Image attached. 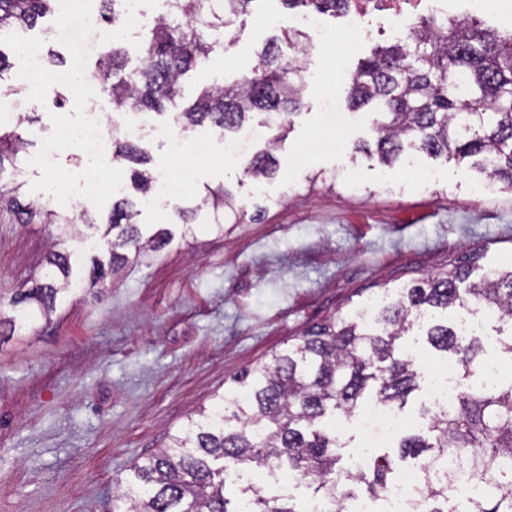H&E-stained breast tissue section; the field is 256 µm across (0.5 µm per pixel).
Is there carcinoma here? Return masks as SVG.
I'll return each mask as SVG.
<instances>
[{
	"instance_id": "obj_1",
	"label": "carcinoma",
	"mask_w": 512,
	"mask_h": 512,
	"mask_svg": "<svg viewBox=\"0 0 512 512\" xmlns=\"http://www.w3.org/2000/svg\"><path fill=\"white\" fill-rule=\"evenodd\" d=\"M99 17L120 23L125 0H99ZM168 10L143 37L142 67L125 74V48L114 41L102 47L94 75L112 112L163 114L187 131L204 122L224 135L236 131L253 114L264 115L267 148L245 156L244 172L256 179L275 176L274 156L304 105L299 67L284 57V42L301 53L312 47L305 32L284 28L257 54L251 71L230 84L210 85L196 101L181 105L183 78L224 48L235 44L228 31L232 18L259 0H165ZM291 13L336 14L351 0H281ZM61 9V0H0V44L4 38L38 28ZM350 108H368L374 120V145L355 151L377 154L381 163H407L417 154L472 167L512 190V29L498 32L479 20L429 17L395 43L375 49L351 76ZM25 150L16 132L0 131V204L30 224L47 204L20 199L18 187L4 189L5 163ZM112 157L137 164L129 179L137 196L112 204L105 234L116 232L112 248L135 254L169 243L163 229L142 240L136 217L152 198L155 176L148 157L128 137L112 136ZM185 230L196 223L219 233L238 224L241 212L224 188L209 189L179 213ZM70 258L53 253L48 282L16 293L10 323L25 327L33 311L55 307L68 291ZM470 257L434 276L382 297L373 310L357 309L309 329L297 342L234 377L235 387L215 395L210 408L187 418L184 430L168 436L155 454L135 462L121 488L123 512H239L241 499L252 512H301L292 497L268 492L254 475L282 470L307 480L316 496L331 503L345 492L377 493L394 478L396 459L427 461L432 469L461 459L467 478L481 486L464 512H512V381L469 379L480 371L481 340L462 337L457 329L435 321V310L483 313L512 328V262L473 281ZM419 326L428 343L444 353L460 385L451 409L424 410L425 425L406 433L398 453L372 456L370 466L353 471L341 465L344 444L332 418H350L373 402L403 408L419 388L421 366L401 353V342ZM239 476L238 496L230 501L228 474ZM458 472L438 481L427 476L426 512H456L448 487Z\"/></svg>"
}]
</instances>
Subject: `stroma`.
Instances as JSON below:
<instances>
[{
    "mask_svg": "<svg viewBox=\"0 0 512 512\" xmlns=\"http://www.w3.org/2000/svg\"><path fill=\"white\" fill-rule=\"evenodd\" d=\"M279 9L273 0L233 20L235 45L184 78L185 104L251 69L278 32L269 16ZM96 14L93 6L62 12L27 37L43 47L63 31L72 43ZM365 25L371 35L356 51L318 43L305 57V106L276 154L274 180H254L242 160L225 159L224 135L210 124L184 137L167 117L151 118L138 143L153 174L177 176V139L193 166L180 191L139 218L173 237L97 283L89 242L103 234L117 186L129 185V164L94 143H68L67 128L84 114L73 108L66 68L26 97L15 118L28 158L15 182L25 200L74 218L87 210L95 223L64 243L56 225L24 224L0 209V317L19 289L42 283L49 251L71 254L76 283L50 316L0 330V512H113L134 462L311 325L437 272L465 250L481 252L484 272L512 260V193L465 164L423 156L389 168L354 154L374 139V116L349 109L348 80L360 59L394 39L385 12L369 13ZM333 109L346 118L339 136L325 124ZM89 165L107 173L93 188L81 178ZM208 185L232 191L246 218L220 234L202 225L183 237L177 214Z\"/></svg>",
    "mask_w": 512,
    "mask_h": 512,
    "instance_id": "stroma-1",
    "label": "stroma"
}]
</instances>
